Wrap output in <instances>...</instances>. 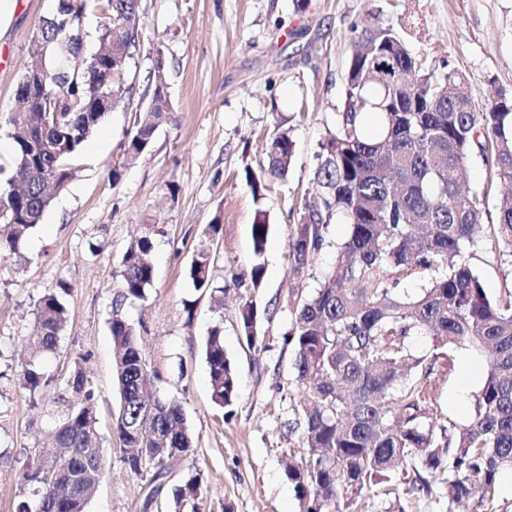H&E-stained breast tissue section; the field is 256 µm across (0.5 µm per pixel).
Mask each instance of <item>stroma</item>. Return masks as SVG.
Instances as JSON below:
<instances>
[{"label": "stroma", "mask_w": 512, "mask_h": 512, "mask_svg": "<svg viewBox=\"0 0 512 512\" xmlns=\"http://www.w3.org/2000/svg\"><path fill=\"white\" fill-rule=\"evenodd\" d=\"M140 0L139 47L126 80L131 99L110 112L87 143L79 171L54 200L19 254L0 257V512H15L20 472L53 451V399L82 367L97 398L98 426L112 439L119 406L108 319L121 259L144 225L157 224L150 258L155 270L145 301L126 312L142 338V353L162 397L183 405L194 436L192 459L173 462L154 512H189L176 490L191 475L205 488L201 512H299L285 475L288 459L305 450L293 408L303 398L284 343L293 289L311 295L334 261L323 250L302 279L289 271V235L301 206L316 192L319 142L346 102V72L354 41L368 25L393 29L432 80L461 72L488 99L512 94V0ZM54 0H0V116L14 110L16 84L31 64L30 45ZM164 68H156V55ZM171 108L147 154L128 161L126 134L157 82ZM290 129L295 155L286 179L267 182L261 201L246 184L266 164L265 145ZM120 179H113L112 171ZM271 225L264 275L252 286L251 225L256 210ZM214 276L223 305L196 292L186 278L209 224ZM470 263L494 297L512 293V275L486 247ZM65 283L68 324L58 354L42 364L52 381L40 399L18 383L24 336L45 289ZM253 302L259 336L248 344L239 306ZM221 325L224 349L239 374L231 409L211 400L203 345ZM453 366L436 364L430 395L445 422L466 424L487 375L483 356L452 349ZM473 382L464 385L465 369ZM147 480L130 473L120 451L86 512H144Z\"/></svg>", "instance_id": "stroma-1"}]
</instances>
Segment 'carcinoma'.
Segmentation results:
<instances>
[{"label": "carcinoma", "mask_w": 512, "mask_h": 512, "mask_svg": "<svg viewBox=\"0 0 512 512\" xmlns=\"http://www.w3.org/2000/svg\"><path fill=\"white\" fill-rule=\"evenodd\" d=\"M140 0H80L74 8L57 0L41 20L30 55L44 58L48 96L35 90L27 113L29 135L17 131L7 114L0 131L11 141L17 175L0 191V256L16 254L25 237L76 177L84 144L107 117L92 108L101 96L112 107L129 97L128 56L111 67L104 56L85 50L83 28L93 9L106 15L95 43L111 41L112 24L136 33ZM420 70L400 37L389 28L367 27L356 42L346 82V104L335 127L319 143L314 173L316 194L305 203L289 238L292 275L299 278L316 256L335 247L334 267L313 295L295 299L291 328L284 337L293 349L297 386L308 393L296 412L303 423L306 456L288 466L300 512H349L374 487L384 512H405L401 494L426 493L438 486L439 499L453 505L477 498L480 512H509L498 500V480L512 471V293L493 297L472 268L468 253L480 238L490 252L512 267V197L495 213L486 208L488 188L466 190L470 157L479 154L489 181L512 184V97L503 93L479 104L463 76L450 72L441 83ZM378 116L379 129L365 131L366 115ZM163 119V108H144L127 132L126 154L147 153ZM295 144L288 131L270 142L266 166L248 178L254 201L262 199L269 178L288 173ZM349 225L336 244L327 230L336 216ZM156 225L126 249L121 260L118 299L112 304L110 333L114 376L119 391L113 434L123 448L126 468L150 483L162 479L171 461L190 455L192 439L183 407L161 397L149 376L141 338L124 312L126 301H143L154 282L147 259ZM209 226L186 269L192 287L224 293L213 275V237ZM270 233L259 209L251 224V282L262 280L261 262ZM425 281L416 295L396 291L401 280ZM33 315L38 331L24 338L32 357L18 373L23 389L43 394L50 377L39 363L57 353L69 319L61 295L47 289ZM257 311L245 303L239 327L248 343L259 340ZM426 332L441 360L453 368L448 345L466 344L487 359V377L476 396L474 414L462 426L447 425L427 393L431 366L411 350V336ZM211 398L225 408L238 397L239 377L224 350L221 328L204 343ZM67 390L78 401L57 397L55 441L58 451L22 473L28 495L16 512H85L105 463L87 460L90 448L105 449L96 415V396L81 368ZM203 490L198 478L177 489V500L198 512Z\"/></svg>", "instance_id": "1"}]
</instances>
